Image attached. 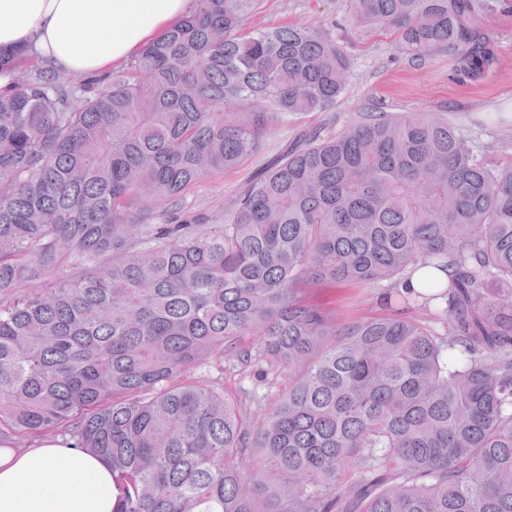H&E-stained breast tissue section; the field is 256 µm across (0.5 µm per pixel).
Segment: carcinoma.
<instances>
[{
  "label": "carcinoma",
  "mask_w": 512,
  "mask_h": 512,
  "mask_svg": "<svg viewBox=\"0 0 512 512\" xmlns=\"http://www.w3.org/2000/svg\"><path fill=\"white\" fill-rule=\"evenodd\" d=\"M254 2L196 0L79 86L0 50V295L27 288L0 301V447L96 454L113 512H512V167L380 112L303 133L222 224L183 209L345 89L334 41L248 29ZM353 10L412 59L494 63L478 0ZM424 268L448 280L409 290ZM328 281L387 283L388 313L338 319L308 298ZM224 356L252 391L188 376Z\"/></svg>",
  "instance_id": "carcinoma-1"
}]
</instances>
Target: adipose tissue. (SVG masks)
I'll return each mask as SVG.
<instances>
[{
    "label": "adipose tissue",
    "instance_id": "1",
    "mask_svg": "<svg viewBox=\"0 0 512 512\" xmlns=\"http://www.w3.org/2000/svg\"><path fill=\"white\" fill-rule=\"evenodd\" d=\"M190 0H0V49L30 47L74 75L137 56L182 19ZM112 471L56 444L0 451V512H112Z\"/></svg>",
    "mask_w": 512,
    "mask_h": 512
}]
</instances>
